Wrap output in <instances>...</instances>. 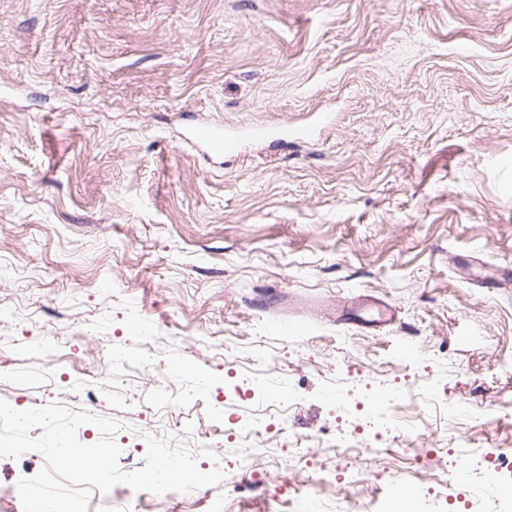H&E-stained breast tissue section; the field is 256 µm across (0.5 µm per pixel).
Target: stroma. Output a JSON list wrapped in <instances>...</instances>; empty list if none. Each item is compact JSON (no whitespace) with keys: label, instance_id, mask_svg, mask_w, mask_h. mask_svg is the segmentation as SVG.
<instances>
[{"label":"stroma","instance_id":"stroma-1","mask_svg":"<svg viewBox=\"0 0 512 512\" xmlns=\"http://www.w3.org/2000/svg\"><path fill=\"white\" fill-rule=\"evenodd\" d=\"M203 122L280 134L212 160ZM511 270L512 0H0V384L23 406L51 375L50 402L120 422L125 473L147 436H208L224 481L192 512L500 501ZM52 337L66 362L34 353ZM237 374L293 406L231 449ZM409 378L387 430L342 400Z\"/></svg>","mask_w":512,"mask_h":512}]
</instances>
